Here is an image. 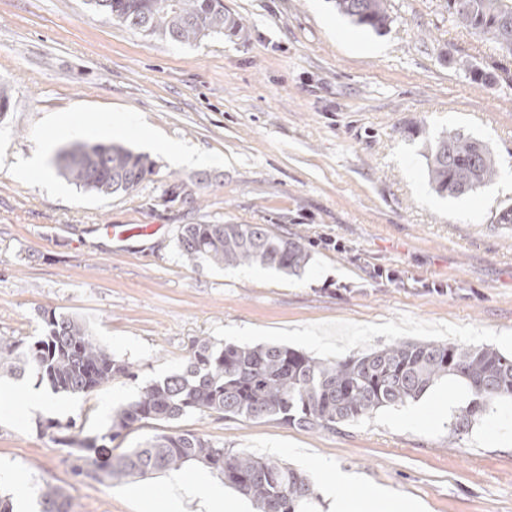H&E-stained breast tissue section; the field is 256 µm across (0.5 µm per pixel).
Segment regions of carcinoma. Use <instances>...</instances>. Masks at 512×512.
<instances>
[{
  "label": "carcinoma",
  "mask_w": 512,
  "mask_h": 512,
  "mask_svg": "<svg viewBox=\"0 0 512 512\" xmlns=\"http://www.w3.org/2000/svg\"><path fill=\"white\" fill-rule=\"evenodd\" d=\"M336 10L375 31L391 22L388 0H336ZM98 13L146 37L180 45L240 27L224 12V0H101ZM448 14L456 26L492 40L512 56V0H463L459 5L448 0ZM459 67L475 82L493 79L468 58L460 59ZM426 167L434 191L450 198L485 187L497 175L488 147L459 132L429 146ZM56 169L70 183L100 196L130 195L155 174L147 156L102 142L62 150ZM177 243L185 261L217 267L248 264L289 273L310 259L301 236L277 233L267 224H183ZM43 321L44 336L32 342L0 337L1 372L16 377L33 372L53 392L74 395H88L132 375L127 362L95 341L81 317L46 310ZM443 378H455L469 389L467 406L454 416V431L466 432L492 405L512 400V354L491 346L394 342L325 361L278 344L221 346L202 338L192 341L181 370L146 384L135 401L113 413L105 432L79 437L59 424L46 429L79 461L78 474L86 468L110 482L201 463L259 512H302L316 497L305 473L280 460L230 453L196 432H162L116 457L102 456L101 449L137 425L192 414L334 431L383 407L416 401ZM39 505V512H70L67 495L56 485L40 488Z\"/></svg>",
  "instance_id": "obj_1"
}]
</instances>
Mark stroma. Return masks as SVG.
Masks as SVG:
<instances>
[{
    "mask_svg": "<svg viewBox=\"0 0 512 512\" xmlns=\"http://www.w3.org/2000/svg\"><path fill=\"white\" fill-rule=\"evenodd\" d=\"M389 2L391 22L378 33L333 0H224L238 35L183 46L110 22L84 0H0V85L12 96L0 123V336L30 340L42 310L72 313L133 365L132 376L85 396L53 394L30 373L0 377V469L23 471L35 491L63 487L71 512H166V473L109 484L75 474L44 426L106 429L145 384L183 368L198 338L328 360L398 341L512 354V223L497 221L512 208V58L457 27L446 0ZM463 56L492 83H474ZM71 113L80 134L58 126ZM130 117L210 164L176 167L136 133L116 134ZM451 131L487 145L498 170L460 198L431 188L424 158ZM95 141L148 154L155 175L130 195L76 188L55 157ZM35 155L42 179H20L17 165ZM175 181L183 194L167 195ZM102 224L143 233L118 247ZM182 224L298 231L310 261L294 274L191 264L176 248ZM379 268L397 279L376 277ZM437 391L449 415H438L434 393L333 431L193 415L136 428L111 448L190 430L315 482V460L354 474L335 488L352 506L367 483L387 490L389 512L411 501L427 512H512V400L459 434L451 413L467 395L446 380ZM51 396L60 410L23 407Z\"/></svg>",
    "mask_w": 512,
    "mask_h": 512,
    "instance_id": "1",
    "label": "stroma"
}]
</instances>
